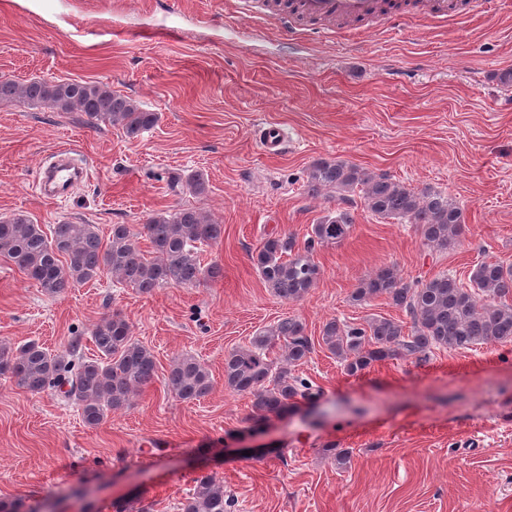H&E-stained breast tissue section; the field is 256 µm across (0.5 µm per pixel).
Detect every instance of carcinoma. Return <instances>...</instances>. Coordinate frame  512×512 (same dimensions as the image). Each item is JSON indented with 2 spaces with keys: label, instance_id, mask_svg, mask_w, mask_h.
<instances>
[{
  "label": "carcinoma",
  "instance_id": "obj_1",
  "mask_svg": "<svg viewBox=\"0 0 512 512\" xmlns=\"http://www.w3.org/2000/svg\"><path fill=\"white\" fill-rule=\"evenodd\" d=\"M40 104L79 112L86 123L122 127L130 138L154 127L158 114L147 112L102 83L34 80L17 84L0 78V106ZM306 194L336 191L347 203L354 195L381 219L397 218L415 226L423 247L446 250L461 241L465 219L459 203L430 188L415 190L391 177L355 163L318 159L306 173ZM352 213L345 208L312 226L303 243L290 234L268 237L255 265L268 288L280 299L296 302L315 286L320 268L313 260L319 247L339 245L351 234ZM224 225L193 208L156 213L134 229L112 225L108 242L93 224H55L51 234L25 215L0 219V259L16 267L50 296L110 274L116 282L141 294L164 286H195L224 278L217 262L201 263V247L217 243ZM147 239L152 255L145 256L139 239ZM384 296L405 310L410 325L383 316L364 324L336 318L322 328L326 349L341 362L345 374L357 377L372 365L392 359L426 363L435 348L470 349L512 342V265L483 261L470 277V287L447 274L408 280L393 265H384L365 278L351 294L359 305ZM97 358L78 354L79 341L50 350L36 341L19 346L0 344V376L33 394L52 391L72 402L84 424L100 426L110 413L131 400L156 376L153 353L132 336L131 326L118 312L103 316L91 330ZM314 351L304 323L285 316L256 333L244 346L224 353V387L251 399L248 421L261 424L284 419L303 405H316L323 391L292 373ZM171 393L183 401L199 400L212 389L209 371L194 356L172 361L164 378ZM194 493L180 512H228L224 481L214 474L194 478ZM0 512H44L21 497L0 498Z\"/></svg>",
  "mask_w": 512,
  "mask_h": 512
}]
</instances>
